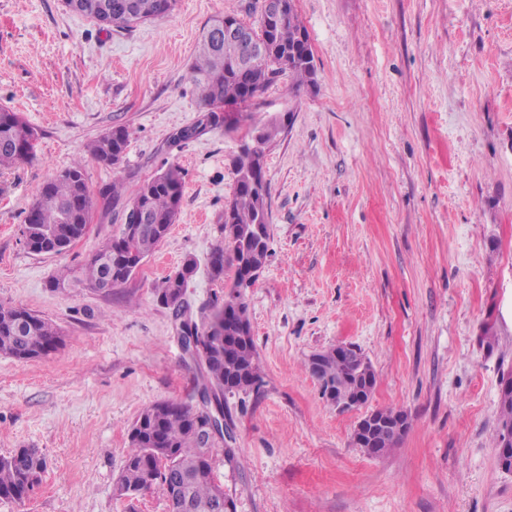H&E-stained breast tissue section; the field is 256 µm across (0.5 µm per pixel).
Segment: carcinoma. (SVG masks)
I'll use <instances>...</instances> for the list:
<instances>
[{"label": "carcinoma", "instance_id": "cac0c4a2", "mask_svg": "<svg viewBox=\"0 0 512 512\" xmlns=\"http://www.w3.org/2000/svg\"><path fill=\"white\" fill-rule=\"evenodd\" d=\"M164 0H65L66 6L107 27L130 28L135 24L168 16L161 4ZM208 25L198 47L192 68V83L200 103L210 112L226 104L248 107L255 103L256 93L265 91L278 77L294 80L293 88L313 86L316 66L306 39L309 38L297 11L276 25L261 24L251 28L247 43L224 38V18ZM37 132L15 113L0 110V167L29 160L35 155ZM128 145L126 128L118 126L90 143L87 152L105 165L122 162ZM235 190L224 205L223 241L216 244L207 258L211 279L224 280L228 266L235 269L227 302H215L209 321L194 326L202 338L205 357L203 387L220 404L224 393L247 391L262 383L253 336L238 335L237 327L250 326L248 303L241 283L252 264L262 266L268 256L270 231L260 235L253 231L265 224L263 215L269 210L270 188L266 176L247 182L244 173L248 162L232 160ZM184 177L181 168L171 164L144 182L126 200L123 210L136 208L144 215L146 229L137 236H127L124 225L88 260L82 276L75 282L94 288L104 282L116 287L129 280L139 262L154 252L167 236L181 211ZM93 207V199L84 176L83 159L45 182L38 198L25 217L22 230L27 248L35 253H61L67 248L62 239L57 244L45 243L49 234L72 217L68 224L75 236L82 234ZM197 270V263L186 261L179 277L168 276L156 289L158 303L175 315H185L181 298ZM60 337L48 320L23 308L0 305V354L27 360L46 356L58 348ZM306 369L320 386L322 397L332 402L336 396L355 393L364 379L365 369L354 354H345L341 346L319 353L317 367ZM202 411L170 401L168 406L156 403L144 409L129 432V450L118 477V495L129 500L166 482L183 487L180 497L169 502L170 512H224L218 503L224 501V488L218 483L212 466L211 449L224 446L219 439L207 449L201 448L197 421ZM499 429L495 447L512 437V396L499 397ZM404 433H389L375 450L364 449L369 456H379L397 447ZM45 459L27 448L9 456H0V499L21 501L38 484Z\"/></svg>", "mask_w": 512, "mask_h": 512}]
</instances>
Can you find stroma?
Instances as JSON below:
<instances>
[{"label": "stroma", "instance_id": "1", "mask_svg": "<svg viewBox=\"0 0 512 512\" xmlns=\"http://www.w3.org/2000/svg\"><path fill=\"white\" fill-rule=\"evenodd\" d=\"M316 84L279 78L238 121L209 116L191 82L203 28L231 12L258 24L261 0H177L172 13L103 29L65 0H0V109L39 132L35 158L0 170V304L49 320V355L0 354V455L47 461L23 502L0 512H128L114 493L129 430L148 406H193L203 368L155 287L184 261L203 323L223 281L205 263L234 193L239 142L269 116L271 240L247 289L263 377L224 396L232 440L213 469L233 512H512L497 461L498 382L512 371V0H295ZM129 134L120 165L87 145ZM199 133L179 141L183 129ZM83 159L95 209L87 234L35 254L20 234L43 184ZM185 172L175 224L125 283L51 290L111 238L121 206L168 164ZM352 344L377 384L368 410L404 411L399 447L353 440L361 411L322 398L305 364Z\"/></svg>", "mask_w": 512, "mask_h": 512}]
</instances>
